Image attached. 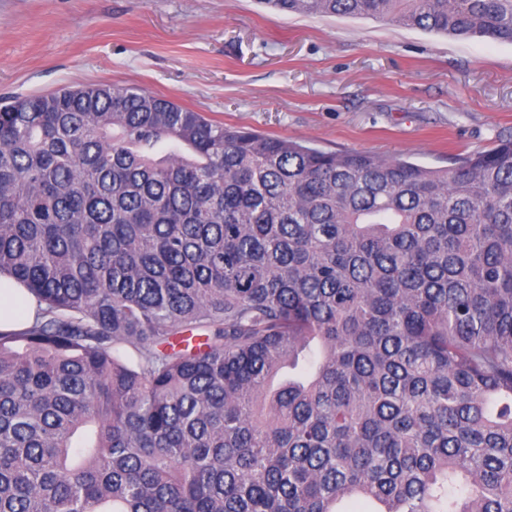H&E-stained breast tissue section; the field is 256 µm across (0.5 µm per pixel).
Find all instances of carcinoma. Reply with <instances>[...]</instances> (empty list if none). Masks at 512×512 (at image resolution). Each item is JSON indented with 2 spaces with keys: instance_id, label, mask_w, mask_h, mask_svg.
<instances>
[{
  "instance_id": "carcinoma-1",
  "label": "carcinoma",
  "mask_w": 512,
  "mask_h": 512,
  "mask_svg": "<svg viewBox=\"0 0 512 512\" xmlns=\"http://www.w3.org/2000/svg\"><path fill=\"white\" fill-rule=\"evenodd\" d=\"M512 44V0H257ZM0 512H512V139L429 168L138 86L0 100ZM38 309L33 294L16 285L13 279L0 276V330L21 331L30 327Z\"/></svg>"
}]
</instances>
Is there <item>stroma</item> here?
<instances>
[{
    "label": "stroma",
    "instance_id": "35a3bbf8",
    "mask_svg": "<svg viewBox=\"0 0 512 512\" xmlns=\"http://www.w3.org/2000/svg\"><path fill=\"white\" fill-rule=\"evenodd\" d=\"M87 84L431 168L512 138V44L255 0H0V98Z\"/></svg>",
    "mask_w": 512,
    "mask_h": 512
}]
</instances>
